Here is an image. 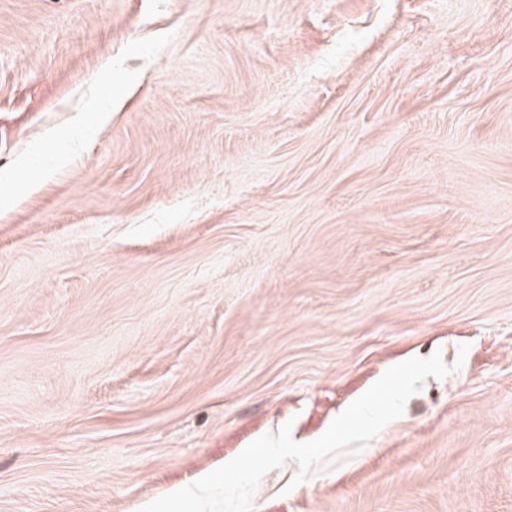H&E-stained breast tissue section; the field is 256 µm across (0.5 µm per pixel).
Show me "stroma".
I'll list each match as a JSON object with an SVG mask.
<instances>
[{
	"mask_svg": "<svg viewBox=\"0 0 512 512\" xmlns=\"http://www.w3.org/2000/svg\"><path fill=\"white\" fill-rule=\"evenodd\" d=\"M437 350L251 512H512V0H0V512H140Z\"/></svg>",
	"mask_w": 512,
	"mask_h": 512,
	"instance_id": "1",
	"label": "stroma"
}]
</instances>
